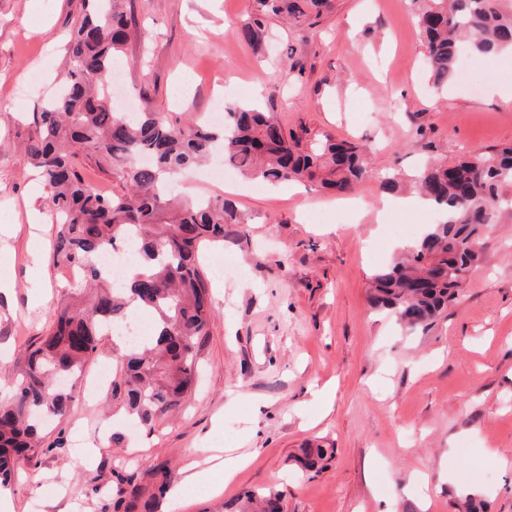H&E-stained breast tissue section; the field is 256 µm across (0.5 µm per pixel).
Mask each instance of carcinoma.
Masks as SVG:
<instances>
[{"mask_svg":"<svg viewBox=\"0 0 512 512\" xmlns=\"http://www.w3.org/2000/svg\"><path fill=\"white\" fill-rule=\"evenodd\" d=\"M416 11L423 54L434 86L457 76L460 42L493 56L512 51V0H406ZM331 7V0H252L247 19L231 26L235 37L260 43L269 18L301 25ZM131 19L121 0H87L67 47L63 90L46 98L34 134L25 144L33 167L49 189L55 236L50 259L80 271L82 287L52 308L48 333L25 351L10 402L0 404V488L9 486L39 447L42 426L71 411L78 376L97 352L109 323L144 311L150 336L112 347V398L143 427L180 408L192 392L197 356L209 335V286L198 266L205 241L224 240V225L242 223L222 195L182 202L171 193L177 176L214 152L237 173L275 186L318 181L339 193L362 179L368 148L324 135L309 143L286 133L257 106H229L216 127L202 119L181 122L160 112L129 119L112 107L108 84L129 35ZM117 163L120 191L99 193L84 168ZM512 145L493 153L427 167L415 188L441 219L405 256L370 277L371 306L392 314L409 330H425L447 317L466 275L483 258L482 238L499 213L512 212ZM133 236L147 261L128 288L117 287L100 265L101 255ZM324 448H305L302 466L318 472ZM177 477L164 465L149 485L116 481L114 507L148 509ZM283 493L268 490L235 503V512H283Z\"/></svg>","mask_w":512,"mask_h":512,"instance_id":"obj_1","label":"carcinoma"}]
</instances>
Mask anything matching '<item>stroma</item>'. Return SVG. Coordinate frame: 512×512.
<instances>
[{
  "label": "stroma",
  "mask_w": 512,
  "mask_h": 512,
  "mask_svg": "<svg viewBox=\"0 0 512 512\" xmlns=\"http://www.w3.org/2000/svg\"><path fill=\"white\" fill-rule=\"evenodd\" d=\"M124 8L136 23L119 92L136 109L186 119L219 94L256 102L285 131L369 146L370 174L342 209L315 185H195L199 195L227 193L245 218L203 249L214 315L198 388L150 431L127 429L111 390L93 402L76 395L50 435L55 448L38 449L14 481L13 512H114V472L167 464L181 473L204 461L206 444L245 456L246 466L228 481L215 475L205 493L166 496L156 512H222L268 489L283 492L286 512H463L466 489L487 512H512V213L488 227L482 265L430 329H402L366 294L371 275L432 218L386 215L380 178L511 144L512 56H471L467 80L440 92L403 0H333L301 29L272 19L259 47L225 32L250 0ZM83 12L84 0H0V279L9 285L0 291V402L53 304L71 293L49 260L48 200L33 194L23 145L64 77V38ZM312 210L327 221L311 223ZM389 218L406 224L402 238L389 237ZM216 256L233 265L220 288ZM326 387L336 391L329 405L318 398ZM316 445L333 451L325 469L299 470L295 456Z\"/></svg>",
  "instance_id": "stroma-1"
}]
</instances>
